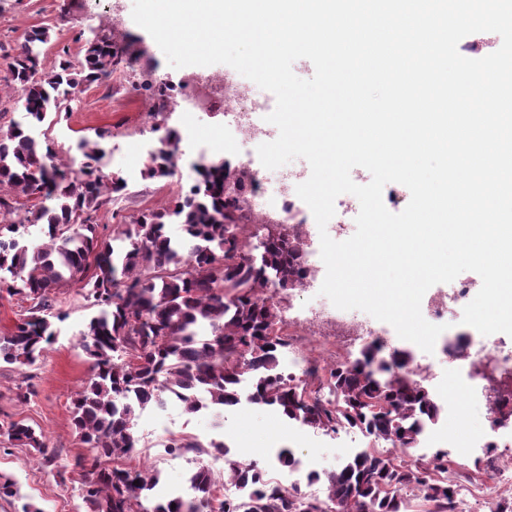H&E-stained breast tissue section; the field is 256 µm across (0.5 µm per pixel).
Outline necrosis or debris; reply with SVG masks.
Returning a JSON list of instances; mask_svg holds the SVG:
<instances>
[{"mask_svg": "<svg viewBox=\"0 0 512 512\" xmlns=\"http://www.w3.org/2000/svg\"><path fill=\"white\" fill-rule=\"evenodd\" d=\"M176 94L183 111L209 114L223 111L227 99H237L233 118L235 140L225 144L224 150L236 155L243 167H251L255 148L269 139L266 131L257 128L256 117L259 113L274 110V98L254 99L250 88L241 85L235 72L229 70L221 76L197 73L181 85ZM309 176L306 169L289 172L272 203L262 201V180L253 178L242 193L240 203L252 217L306 228L310 209L298 203L296 187ZM480 288V283L460 280L449 289L434 291L422 302V315L429 323L444 324L449 315L464 308ZM390 342L389 331L382 321L361 319L350 311L324 306L311 309L307 317L289 318L288 349L283 358L289 370L303 376L320 360L336 365L349 362L350 349L356 344L383 349ZM452 344L458 353L447 378L438 384L440 392L485 397L499 391L512 395L511 337L478 339L466 332L453 339Z\"/></svg>", "mask_w": 512, "mask_h": 512, "instance_id": "obj_1", "label": "necrosis or debris"}]
</instances>
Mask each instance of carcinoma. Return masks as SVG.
I'll list each match as a JSON object with an SVG mask.
<instances>
[{
  "label": "carcinoma",
  "mask_w": 512,
  "mask_h": 512,
  "mask_svg": "<svg viewBox=\"0 0 512 512\" xmlns=\"http://www.w3.org/2000/svg\"><path fill=\"white\" fill-rule=\"evenodd\" d=\"M52 37L51 27H33L4 55L24 121L0 131V289L24 295L32 306L0 335V361L33 364L55 337L53 319L61 318L52 312L51 296L80 285L97 309L81 339L93 360L91 374L72 398L74 429L87 450L76 466L90 512H408L412 496L426 512H448L458 493L448 453L416 466L394 456L415 445L441 414L427 387L407 371L408 351L385 357L370 347L352 362L314 368L305 379L281 370L286 340L265 289L296 287L302 245L296 235L252 222L224 191V164H200L198 180L172 207L116 225L110 240L100 236L98 212L125 187L118 176L104 182L99 168L111 131L80 140L85 163L75 173L34 129L84 84L110 77L124 62L123 51L102 30L82 59L43 72L41 48ZM176 168L167 144L147 158L144 173L162 180ZM33 197L40 204L18 214L19 199ZM173 222L181 227L178 239L169 233ZM38 224L45 241L22 242L23 230ZM247 374L252 402L315 429L357 427L371 438L370 447L331 474L326 498L291 492L267 479L257 463L228 454L224 443L206 447L189 436L167 444L197 456L188 496L161 497L157 475L112 465L139 447L136 409L162 406L169 397L188 412L235 406ZM493 412L494 424H511L512 400L495 403ZM5 435L15 447L37 450L45 466L55 464L43 433L24 421L10 423ZM204 455L224 458V473L244 497L218 494Z\"/></svg>",
  "instance_id": "cac0c4a2"
}]
</instances>
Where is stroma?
Listing matches in <instances>:
<instances>
[{"mask_svg": "<svg viewBox=\"0 0 512 512\" xmlns=\"http://www.w3.org/2000/svg\"><path fill=\"white\" fill-rule=\"evenodd\" d=\"M132 8L133 0H0V44L5 47H14L26 29L43 24L55 27L56 42L42 49V71L54 70L64 58L78 61L103 16L109 21L113 41L129 53L143 55L139 67L116 73L111 81L85 86L48 130L62 154L75 152L80 138L111 130L102 172L119 174L125 187L113 194L111 204L98 214L99 232L107 238L116 225L129 223L141 212L169 207L178 192L191 186L190 172L200 158L218 160L223 156V115L185 112L171 98L166 105L168 125L182 137L178 169L166 180L144 177L147 153L158 138L153 131L158 118L154 98L139 93L138 88L150 76L182 85L188 70L169 66L154 39L134 23ZM55 309L63 315L56 324L57 335L34 364L16 367L0 363V428L22 419L41 430L48 447L57 453V467L44 468L37 452L13 447L0 436V474L19 487L18 497L0 500V512H22L27 502L37 504L43 512H89L79 491L80 469L75 462L83 447L72 425L71 397L90 375L91 361L79 342L95 310L75 286L57 295ZM26 385L33 386L35 393L22 402L17 392ZM134 431L149 455V466L159 476L157 489L163 494L183 493L196 468L195 454L168 450L173 436L193 435L205 444L224 440L233 454L258 463L273 481L281 476L276 459L280 449H291L321 475L335 471L352 454L348 441L335 433L285 420L273 408L254 403L228 407L221 413L204 408L189 414L179 401L171 399L165 407L137 411ZM450 457L458 474L470 478L467 496L471 512H495L502 492L481 488L482 469L475 457L461 449Z\"/></svg>", "mask_w": 512, "mask_h": 512, "instance_id": "35a3bbf8", "label": "stroma"}]
</instances>
